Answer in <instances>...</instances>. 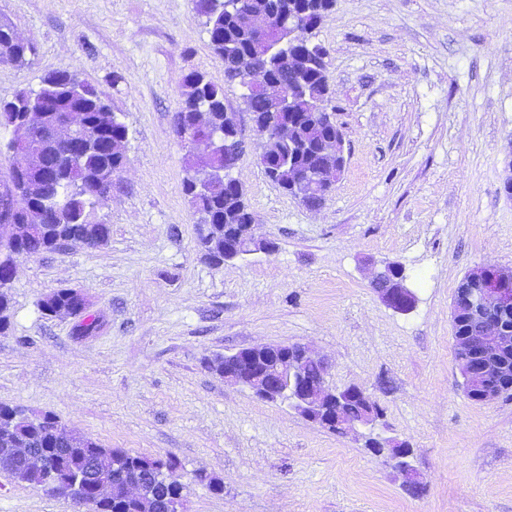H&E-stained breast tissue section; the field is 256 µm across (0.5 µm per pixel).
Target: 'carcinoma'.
<instances>
[{"label": "carcinoma", "mask_w": 512, "mask_h": 512, "mask_svg": "<svg viewBox=\"0 0 512 512\" xmlns=\"http://www.w3.org/2000/svg\"><path fill=\"white\" fill-rule=\"evenodd\" d=\"M334 0H238L234 7H225V0H194V9L204 18L209 43L216 55L224 60V74L232 83L239 68L246 67L264 83L288 86L294 82L304 84L305 90L288 106V120L298 127V136L311 143L318 142L336 131L329 115L315 111L316 103L327 99L329 91L327 51L311 41L313 32L321 25L333 7ZM262 14L268 20V29L261 37L248 28L239 13ZM293 24L303 36V41L293 44L292 49L268 51L280 40L288 37V24ZM30 52L20 44L11 42L0 32V57H9L11 63L23 65ZM18 95L25 98L33 109L50 104L62 111L80 107L92 120L91 134L95 145L83 150H73L67 145L51 148L47 154L48 184L46 190L24 197V204L32 218H44L43 229L21 241L19 250L25 256H35L59 248L62 240L86 241L92 247L108 242L110 229L100 216V210L112 190V182L102 172L121 169L125 156L114 155L110 145L128 137V128L112 112L98 92L77 75L56 72L42 78L36 89L22 90ZM180 107L174 116V132L181 135L193 113H209V135L215 148L203 157L188 154L184 191L202 220L210 225L208 251L203 256L213 260L224 253V228L242 224L249 207L245 193L232 181L205 182V173L218 174L224 170V86L207 79L198 71L184 75L179 84ZM246 110L258 116L272 112L273 103L260 90L243 88L241 94ZM292 162L299 168L312 165L313 157L303 145H288L275 141L268 145L267 156L260 164L267 177L288 191V169L275 172L268 156ZM77 298L67 289L59 288L41 302L43 314L57 307H74ZM10 326V295L0 290V333ZM0 414L13 417L14 446L0 444V465L8 464L18 471L17 478L33 485L44 486L47 478L38 470L20 469L21 459L17 449L30 448L43 453L52 463L59 476L67 481L72 495L90 496L92 489L84 482L80 486L73 481L85 473L88 461L102 458V465L123 466L149 461L146 456L132 455L120 448H105L89 437L65 430L61 421L53 432L43 423L46 413L26 414V411L9 405H0ZM93 512H130L120 498L94 503Z\"/></svg>", "instance_id": "obj_1"}]
</instances>
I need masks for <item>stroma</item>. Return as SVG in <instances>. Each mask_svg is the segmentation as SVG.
Here are the masks:
<instances>
[{"instance_id":"35a3bbf8","label":"stroma","mask_w":512,"mask_h":512,"mask_svg":"<svg viewBox=\"0 0 512 512\" xmlns=\"http://www.w3.org/2000/svg\"><path fill=\"white\" fill-rule=\"evenodd\" d=\"M0 20L36 48L27 64L0 63V100L66 71L129 130L100 211L108 243L17 263L0 404L174 458L186 512H512V396L466 395L451 322L469 271L512 268V0H335L312 40L328 51L347 165L317 210L265 176L242 89L225 83L192 0H0ZM191 71L223 85L238 114L248 147L234 175L272 254L216 264L198 247L173 130ZM387 262L416 295L409 311L372 287ZM59 288L85 293L95 332L42 313ZM277 343L324 359L330 387L375 397L379 432L413 450L418 494L362 434L321 428L206 366ZM0 512L80 510L0 470Z\"/></svg>"}]
</instances>
